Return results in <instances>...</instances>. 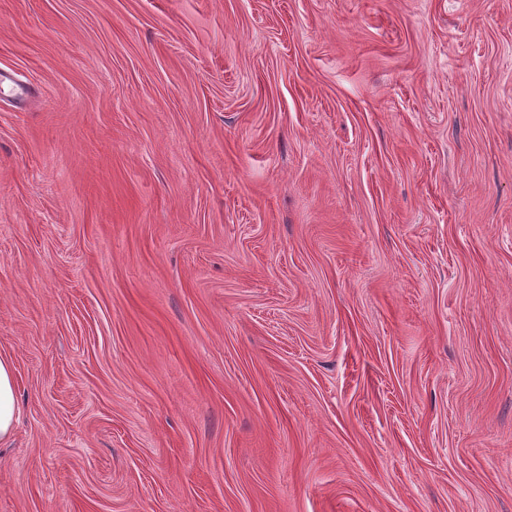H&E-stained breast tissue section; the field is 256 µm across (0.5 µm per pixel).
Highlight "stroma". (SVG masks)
<instances>
[{"instance_id":"1","label":"stroma","mask_w":512,"mask_h":512,"mask_svg":"<svg viewBox=\"0 0 512 512\" xmlns=\"http://www.w3.org/2000/svg\"><path fill=\"white\" fill-rule=\"evenodd\" d=\"M0 512H512V0H0ZM16 410L14 364L9 354L0 352V444L12 438Z\"/></svg>"}]
</instances>
